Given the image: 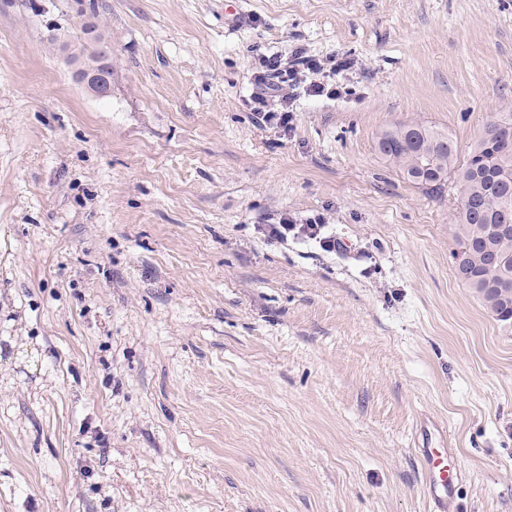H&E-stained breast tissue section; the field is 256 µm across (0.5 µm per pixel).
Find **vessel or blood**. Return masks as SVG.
I'll list each match as a JSON object with an SVG mask.
<instances>
[{
	"mask_svg": "<svg viewBox=\"0 0 512 512\" xmlns=\"http://www.w3.org/2000/svg\"><path fill=\"white\" fill-rule=\"evenodd\" d=\"M414 446L421 460L428 512H452L461 475L449 468L447 449L431 447L426 431L422 428L416 431Z\"/></svg>",
	"mask_w": 512,
	"mask_h": 512,
	"instance_id": "obj_1",
	"label": "vessel or blood"
}]
</instances>
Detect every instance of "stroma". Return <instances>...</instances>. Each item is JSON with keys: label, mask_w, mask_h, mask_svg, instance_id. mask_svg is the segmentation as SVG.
Listing matches in <instances>:
<instances>
[{"label": "stroma", "mask_w": 512, "mask_h": 512, "mask_svg": "<svg viewBox=\"0 0 512 512\" xmlns=\"http://www.w3.org/2000/svg\"><path fill=\"white\" fill-rule=\"evenodd\" d=\"M0 0V512H512V330L458 279L461 189L383 159L512 112V0H108L112 95ZM348 54L289 135L258 54ZM324 216L348 253L259 224ZM425 426L416 429L414 446L418 451L423 474V491L428 512H447L454 509L461 474L448 467L447 448H431ZM426 436V438H425Z\"/></svg>", "instance_id": "obj_1"}]
</instances>
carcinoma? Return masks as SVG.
Listing matches in <instances>:
<instances>
[{
	"mask_svg": "<svg viewBox=\"0 0 512 512\" xmlns=\"http://www.w3.org/2000/svg\"><path fill=\"white\" fill-rule=\"evenodd\" d=\"M107 0L92 5L96 33L87 38V16L71 11L72 57L98 56L100 43L112 45L106 30ZM378 152L397 165L413 184L442 193L455 177L466 200L456 216L454 252L457 276L481 297L503 327L512 329V113L487 122L463 161L455 141L422 123L397 124L384 131ZM498 256L499 262L491 261Z\"/></svg>",
	"mask_w": 512,
	"mask_h": 512,
	"instance_id": "obj_1",
	"label": "carcinoma"
}]
</instances>
